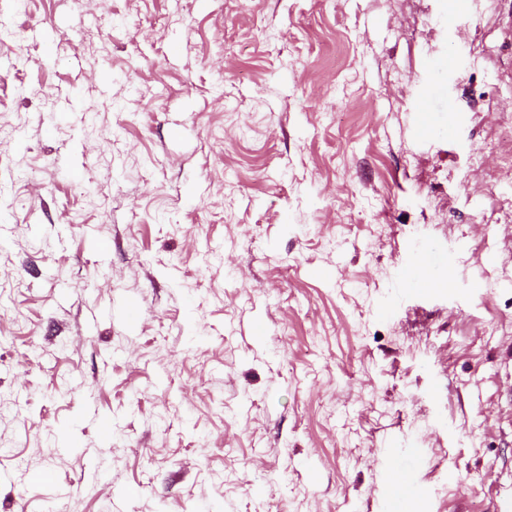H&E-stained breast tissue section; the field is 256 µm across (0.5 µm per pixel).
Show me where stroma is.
I'll list each match as a JSON object with an SVG mask.
<instances>
[{"mask_svg":"<svg viewBox=\"0 0 512 512\" xmlns=\"http://www.w3.org/2000/svg\"><path fill=\"white\" fill-rule=\"evenodd\" d=\"M511 13L0 0V512H512ZM411 488V480L408 474L392 466L389 470V493L383 504L384 511L405 512L407 491Z\"/></svg>","mask_w":512,"mask_h":512,"instance_id":"35a3bbf8","label":"stroma"}]
</instances>
